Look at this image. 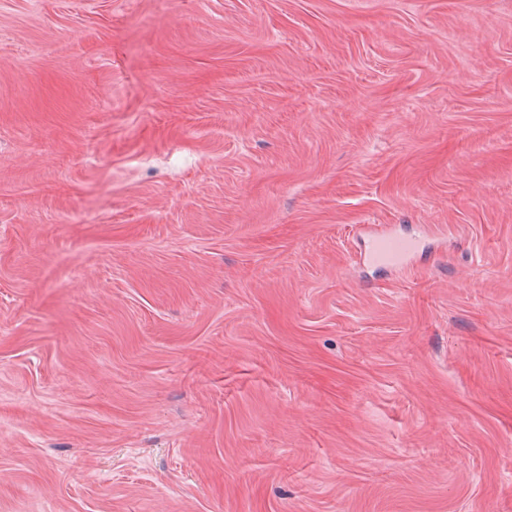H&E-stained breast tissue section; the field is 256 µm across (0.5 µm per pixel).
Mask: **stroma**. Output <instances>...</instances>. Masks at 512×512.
<instances>
[{"mask_svg":"<svg viewBox=\"0 0 512 512\" xmlns=\"http://www.w3.org/2000/svg\"><path fill=\"white\" fill-rule=\"evenodd\" d=\"M0 512H512V0H0ZM421 248V241L391 235L376 236L369 242V257L379 264L399 266Z\"/></svg>","mask_w":512,"mask_h":512,"instance_id":"35a3bbf8","label":"stroma"}]
</instances>
